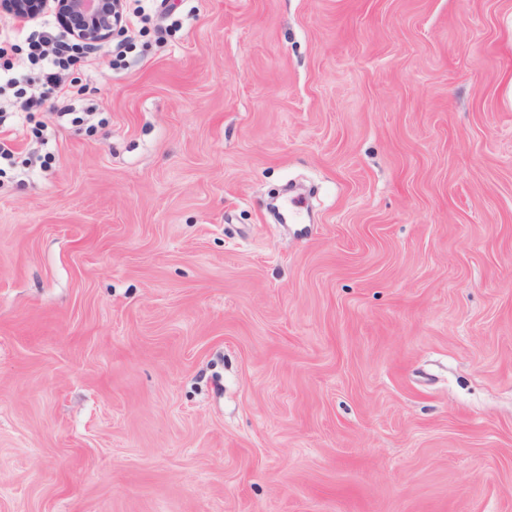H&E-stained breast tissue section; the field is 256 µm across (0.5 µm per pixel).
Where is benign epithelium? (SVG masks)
<instances>
[{
  "label": "benign epithelium",
  "instance_id": "obj_1",
  "mask_svg": "<svg viewBox=\"0 0 512 512\" xmlns=\"http://www.w3.org/2000/svg\"><path fill=\"white\" fill-rule=\"evenodd\" d=\"M118 0H5L4 5L20 23H25L49 8L65 24L77 18L81 25L77 37L87 44H100L112 39L120 23L116 21Z\"/></svg>",
  "mask_w": 512,
  "mask_h": 512
}]
</instances>
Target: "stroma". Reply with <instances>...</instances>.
<instances>
[{"label":"stroma","instance_id":"1","mask_svg":"<svg viewBox=\"0 0 512 512\" xmlns=\"http://www.w3.org/2000/svg\"><path fill=\"white\" fill-rule=\"evenodd\" d=\"M0 179V512H512V0H183Z\"/></svg>","mask_w":512,"mask_h":512}]
</instances>
